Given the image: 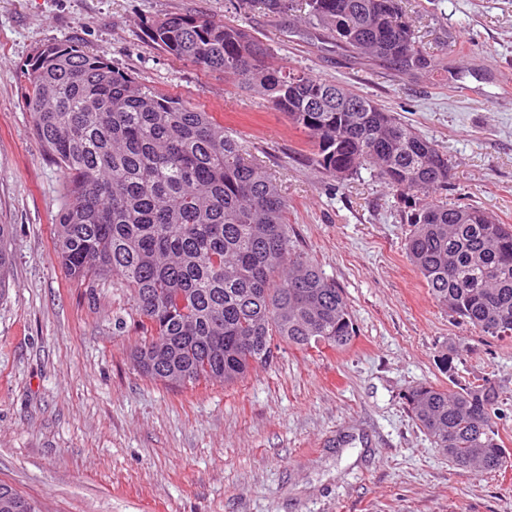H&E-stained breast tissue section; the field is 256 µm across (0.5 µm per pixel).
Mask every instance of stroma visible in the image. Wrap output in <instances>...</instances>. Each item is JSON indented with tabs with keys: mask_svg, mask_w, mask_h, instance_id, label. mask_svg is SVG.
I'll use <instances>...</instances> for the list:
<instances>
[{
	"mask_svg": "<svg viewBox=\"0 0 512 512\" xmlns=\"http://www.w3.org/2000/svg\"><path fill=\"white\" fill-rule=\"evenodd\" d=\"M235 0H0V224L12 225L0 291V482L41 512H512V468L460 469L410 417V386L487 379L512 449V340L453 320L409 263V196L369 171L335 186L306 136L262 97L175 58L147 35L187 13L242 25L275 67L348 85L447 153L448 200L512 224V0H403L430 70L404 75L322 31ZM70 42L212 112L276 180L300 248L342 289L346 348H286L231 386L144 377L126 289L69 279L54 253L59 167L18 86L44 45ZM468 348L454 376L437 357Z\"/></svg>",
	"mask_w": 512,
	"mask_h": 512,
	"instance_id": "1",
	"label": "stroma"
}]
</instances>
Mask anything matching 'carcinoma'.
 Segmentation results:
<instances>
[{
    "label": "carcinoma",
    "instance_id": "1",
    "mask_svg": "<svg viewBox=\"0 0 512 512\" xmlns=\"http://www.w3.org/2000/svg\"><path fill=\"white\" fill-rule=\"evenodd\" d=\"M295 0H236L284 15ZM305 19L352 54L404 74L433 66L402 0H304ZM166 53L219 71L302 131L314 161L341 185L371 169L417 197L405 253L434 301L481 333L512 339V225L437 197L448 155L370 98L294 68L263 64L268 47L231 21L170 14L148 26ZM33 134L59 167L64 204L54 251L66 275L130 291L142 336L140 373L172 387L234 384L282 348L341 350L356 329L344 293L295 244L288 201L212 113L167 96L68 43L39 49L20 72ZM11 225L0 224V288ZM466 352L439 355L452 372ZM488 380L424 382L406 395L413 420L452 464L512 467ZM20 512L34 501L0 483Z\"/></svg>",
    "mask_w": 512,
    "mask_h": 512
}]
</instances>
